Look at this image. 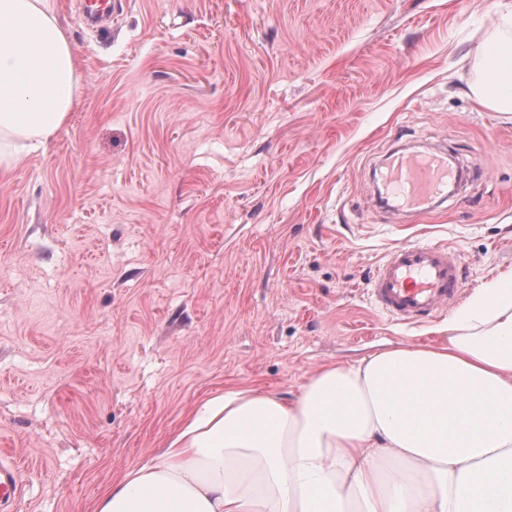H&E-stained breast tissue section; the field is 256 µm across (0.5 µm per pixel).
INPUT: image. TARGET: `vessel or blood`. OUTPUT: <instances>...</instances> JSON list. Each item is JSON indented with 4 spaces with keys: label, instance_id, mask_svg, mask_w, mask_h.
Instances as JSON below:
<instances>
[{
    "label": "vessel or blood",
    "instance_id": "b4317fda",
    "mask_svg": "<svg viewBox=\"0 0 512 512\" xmlns=\"http://www.w3.org/2000/svg\"><path fill=\"white\" fill-rule=\"evenodd\" d=\"M122 0H84L80 19L85 26L106 23ZM454 173L447 156L438 153H393L380 178L390 199L388 208L409 212L443 199ZM369 292L376 307L407 324L436 319L455 304L463 291L455 250L433 243H404L393 247L372 270ZM21 464L0 458V502L21 489Z\"/></svg>",
    "mask_w": 512,
    "mask_h": 512
}]
</instances>
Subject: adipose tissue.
Segmentation results:
<instances>
[{"label":"adipose tissue","instance_id":"1","mask_svg":"<svg viewBox=\"0 0 512 512\" xmlns=\"http://www.w3.org/2000/svg\"><path fill=\"white\" fill-rule=\"evenodd\" d=\"M474 53L469 90L512 112V0ZM80 74L58 0H0V172L66 123ZM95 512H512V270L448 320L316 370L288 400L255 387L204 399Z\"/></svg>","mask_w":512,"mask_h":512}]
</instances>
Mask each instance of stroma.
Masks as SVG:
<instances>
[{
    "label": "stroma",
    "instance_id": "1",
    "mask_svg": "<svg viewBox=\"0 0 512 512\" xmlns=\"http://www.w3.org/2000/svg\"><path fill=\"white\" fill-rule=\"evenodd\" d=\"M489 0H60L67 124L0 173V449L9 512H92L199 400L297 395L321 365L446 341L377 311L396 245L453 247L466 294L512 269V117L466 93ZM461 188L394 215L400 149ZM112 2V4L110 3ZM122 0H88L81 3L80 19L87 27H95L106 23L110 14L115 12ZM22 466L16 459L0 458V502H8L21 489Z\"/></svg>",
    "mask_w": 512,
    "mask_h": 512
}]
</instances>
